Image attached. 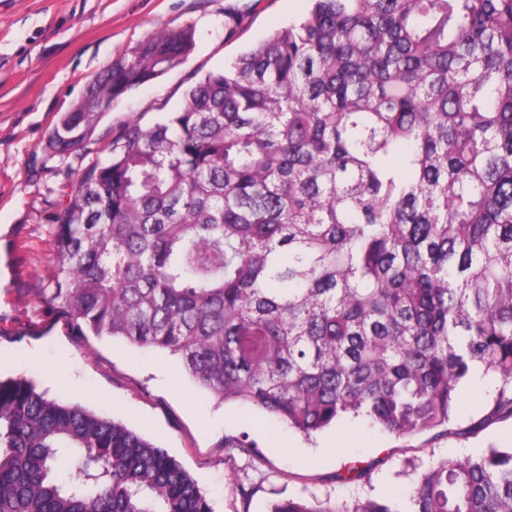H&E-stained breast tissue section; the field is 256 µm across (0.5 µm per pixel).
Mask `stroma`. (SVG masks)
Instances as JSON below:
<instances>
[{"mask_svg":"<svg viewBox=\"0 0 512 512\" xmlns=\"http://www.w3.org/2000/svg\"><path fill=\"white\" fill-rule=\"evenodd\" d=\"M308 0H0V377L78 402L165 448L214 512H268L276 501L406 506L438 461L512 448V419L491 415L503 385L475 372L449 424L399 437L348 417L312 438L252 409L219 405L161 354L81 335L51 303L50 226L73 184L125 125L177 107L185 89L304 15ZM192 27L177 67L113 103L82 147L49 143L57 118L113 60L152 33ZM252 444L239 450L240 442ZM361 475L345 481L347 467Z\"/></svg>","mask_w":512,"mask_h":512,"instance_id":"stroma-1","label":"stroma"}]
</instances>
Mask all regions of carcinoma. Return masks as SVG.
<instances>
[{"label":"carcinoma","mask_w":512,"mask_h":512,"mask_svg":"<svg viewBox=\"0 0 512 512\" xmlns=\"http://www.w3.org/2000/svg\"><path fill=\"white\" fill-rule=\"evenodd\" d=\"M311 2L112 137L55 216L51 300L305 436L347 415L415 435L476 369L512 389V0ZM191 46L182 29L128 48L51 143L80 149ZM408 501L512 512V448L430 466ZM0 512L212 507L166 449L18 378L0 379Z\"/></svg>","instance_id":"1"}]
</instances>
